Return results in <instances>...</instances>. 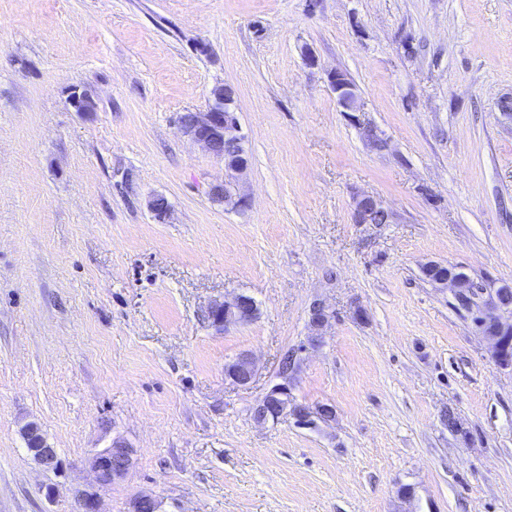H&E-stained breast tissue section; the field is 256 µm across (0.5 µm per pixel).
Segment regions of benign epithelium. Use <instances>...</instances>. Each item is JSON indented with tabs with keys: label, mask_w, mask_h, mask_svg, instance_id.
<instances>
[{
	"label": "benign epithelium",
	"mask_w": 512,
	"mask_h": 512,
	"mask_svg": "<svg viewBox=\"0 0 512 512\" xmlns=\"http://www.w3.org/2000/svg\"><path fill=\"white\" fill-rule=\"evenodd\" d=\"M336 101L350 120L359 123L368 136L366 143L373 149L383 151L387 141L377 128L369 123L359 122L358 113L363 104L356 85L344 74L333 70L328 75ZM180 132L190 141L201 145L213 157L224 161L225 169L241 174L248 167V158L243 151L226 154L222 145L242 143L237 114V91L231 84L214 86L210 91L208 109L204 112L186 111L177 117ZM211 196L224 203L230 210L247 205V197L240 192L236 183L226 180L211 188ZM381 216H391L383 201L370 194L361 193L353 197L352 217L356 224H376ZM426 270L434 275V283L452 289L455 298L463 301L474 297V307L480 333L488 340L492 359L499 361L508 349L512 337V286L500 285L493 280L477 281L458 267L447 268L440 264H429ZM259 314L255 300L245 294L236 293L212 300L206 309L210 325L217 331L231 326L249 323ZM334 318V312L323 301L314 302L309 308V326L312 335L320 336ZM224 374L232 383L247 387L257 375L256 363L252 356L243 354L224 367ZM291 416L299 425L317 418L323 422L335 417L332 407L323 404L315 408L296 402L288 384H278L266 391L258 400L253 417L263 424ZM20 433L33 461L47 470L57 469L60 460L57 448L49 441L40 425L34 421L23 424ZM135 449L125 440L115 438L104 448L94 450L88 458V465L94 474V483L76 491L79 512H100L99 489L126 478L134 466ZM152 512H161V501L149 495H139L131 502L130 512H141L144 507Z\"/></svg>",
	"instance_id": "benign-epithelium-1"
}]
</instances>
